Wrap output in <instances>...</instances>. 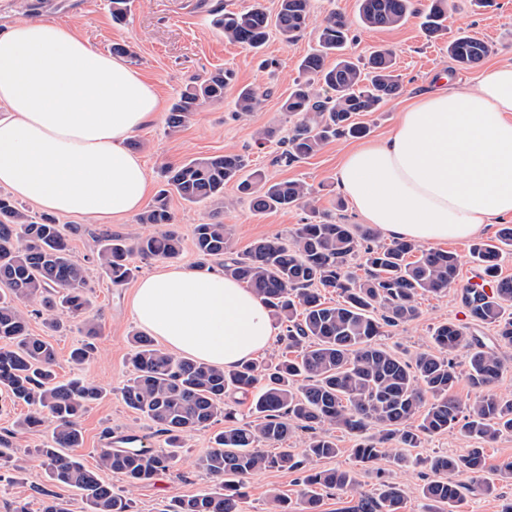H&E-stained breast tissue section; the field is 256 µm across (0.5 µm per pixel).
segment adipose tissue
Listing matches in <instances>:
<instances>
[{
    "label": "adipose tissue",
    "mask_w": 512,
    "mask_h": 512,
    "mask_svg": "<svg viewBox=\"0 0 512 512\" xmlns=\"http://www.w3.org/2000/svg\"><path fill=\"white\" fill-rule=\"evenodd\" d=\"M160 109L136 69L71 28L14 23L0 33V186L51 213L134 214L149 178L126 142ZM336 186L363 223L395 239L459 241L512 218V61L472 86L440 75L387 138L345 153ZM132 315L166 352L220 369L253 359L277 333L251 289L177 265L140 281Z\"/></svg>",
    "instance_id": "obj_1"
}]
</instances>
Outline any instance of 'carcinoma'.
<instances>
[{
    "label": "carcinoma",
    "instance_id": "obj_1",
    "mask_svg": "<svg viewBox=\"0 0 512 512\" xmlns=\"http://www.w3.org/2000/svg\"><path fill=\"white\" fill-rule=\"evenodd\" d=\"M448 7V0H431L422 22L428 37L448 33ZM213 12L212 24L225 39L258 52L273 30L288 43L296 41L308 25L310 0H278L273 14L260 4L245 12ZM412 12L413 0H359V21L369 28L397 27ZM350 29L347 18L331 15L318 28V48L300 63L305 80L294 83L283 104L297 117L281 156L287 163L314 155L333 138L364 136L367 127L356 117L376 111L402 88L390 49L375 48L364 63L346 53ZM494 51L493 45L464 31L448 41V56L463 68ZM332 55L336 61L329 65ZM233 80L229 70L190 80L167 113L168 127L179 129L204 103L222 100ZM259 104L258 92L244 87L235 106L248 113ZM228 183L235 184L259 213L306 205L310 197L302 183L267 180L260 170L249 168L241 154L197 157L170 167L166 187L138 216V223L156 228L154 233L97 237L94 261L111 286L119 288L134 279L135 257L167 260L181 254L183 241L171 229V194L189 203L216 201L224 198ZM377 236L370 224L313 219L298 228L289 245L277 238L260 239L236 254L232 229L224 222L196 225L198 267L220 260L225 275L263 298L295 357L284 356L275 364L250 361L226 371L175 357L146 334H134L132 376L122 389V400L156 425L168 450L114 448L112 441H129L131 435L107 429L98 466L89 469L69 449L82 445L81 418L104 392L80 379L58 383L56 350L29 331L26 317L27 307L39 306L35 314L52 336L63 328L57 310L73 317L84 313L92 303L87 268L74 259L69 235L55 217L34 218L10 196L0 194V388L31 407L17 422L18 431L50 423V439L37 449L50 481L78 492L89 512H132L131 499L112 492L99 472L120 475L131 488L148 483L173 467L184 437L222 416L224 431L214 435L213 449L201 460L222 490L175 497L164 512H241L245 479L270 469L299 474L303 512H320L324 493L347 498L341 512H401L405 492L399 483L383 479L365 490L350 469L312 467L340 451L330 427L362 436L353 449L361 465L387 458L399 470L410 465L401 449L418 448L432 434L456 431L489 441L512 433V397L492 391L505 367V350L512 348V278L500 277L498 263L500 254L512 248V225H501L494 238L478 240L470 248L483 276L496 284L493 295L478 288L461 293L472 320L494 327L496 346L452 321L442 322L432 331L433 348L410 361L379 345L377 337L416 320L419 296L447 292L457 281L459 258L407 240L376 248L366 245ZM357 257L366 267L363 279L348 267ZM322 288L336 290L339 301L328 304ZM97 338V326H86V339L71 351L72 361H88ZM460 350L466 352L469 383L481 391L468 407L455 392L459 376L453 356ZM231 391L251 396V423L236 424L234 410L224 406V395ZM299 430L308 438L296 453L284 444ZM263 442L282 448L271 452L259 447ZM18 453L11 441L0 437V463L19 467ZM425 463L434 478L421 487L423 512H453L466 487L486 494L496 489L482 448H469L461 457L435 456ZM460 472L467 474L469 483L456 480Z\"/></svg>",
    "mask_w": 512,
    "mask_h": 512
}]
</instances>
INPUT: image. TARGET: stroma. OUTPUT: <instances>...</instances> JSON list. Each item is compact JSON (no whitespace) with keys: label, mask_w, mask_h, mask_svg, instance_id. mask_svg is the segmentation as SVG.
I'll return each instance as SVG.
<instances>
[{"label":"stroma","mask_w":512,"mask_h":512,"mask_svg":"<svg viewBox=\"0 0 512 512\" xmlns=\"http://www.w3.org/2000/svg\"><path fill=\"white\" fill-rule=\"evenodd\" d=\"M258 2L268 11L277 9L278 0H131L127 21L119 26L112 21L110 0H0V31L19 20L49 19L69 25L105 53L111 52L116 43L133 46L137 56L131 65L153 86L164 109L170 108L191 78L205 76L217 68L235 72L236 84L225 91L223 101L205 104L185 127L170 131L164 115L160 114L131 136L128 145L142 158L151 191L162 187L167 167L196 157L237 153L248 157L251 167L262 169L270 180L305 182L312 188L315 201L310 208L300 206L258 214L252 211L247 200L240 198L231 183L225 186L224 200L220 203L192 204L172 197L174 228L184 242L178 262L190 268L196 264L192 245L194 228L214 215L232 228L234 249L239 253L260 239L292 237L300 224L308 222L315 209L331 214L341 223L357 221L349 203L338 193L335 181L341 157L357 146V139H332L313 156L290 164L281 161L280 155L285 149L283 141L295 122L282 104L299 76L302 57L315 47L318 27L329 13H340L355 22L358 0H310V24L303 36L292 44L271 37L259 54L225 40L213 26L211 17L212 9L217 6L241 12ZM449 4V35L466 31L494 45L493 60L512 59V0H494L490 8L477 7L473 0H449ZM353 33L355 40L350 47L353 55L364 56L374 47L387 46L395 53L402 78V91L398 96L378 111L360 114V122L369 129L366 139L370 142L391 134L404 106L432 83L439 72L450 71L471 85L481 72L477 66L469 69L457 66L448 56L447 38L427 39L415 16L391 29L365 28L355 23ZM244 86L256 89L261 103L256 111L239 114L235 111L234 99L238 88ZM266 128L275 129L276 135L265 145H258L257 134ZM59 221L76 226L77 232L72 235L70 245L75 258L82 262L95 251L98 235L151 231L150 225L138 223L133 215L104 224L67 215L60 216ZM445 248L460 257L456 288L445 294L421 296L418 319L391 329L382 339L383 344L405 359L429 349L433 327L446 320L468 327L484 341H491L494 336L492 327L473 324L461 301L462 288L468 287L477 273L469 242H449ZM89 276L94 295L86 318L95 321L100 330L95 358L81 365L70 360L71 349L83 340L80 320H70L69 330L52 337L51 342L56 349L54 369L59 380L80 377L106 392L105 397L91 404L84 414V442L73 451L84 466L92 469L104 445L105 429L135 432L146 447L154 450L162 449L164 441L154 424L127 408L120 396V389L130 374L129 339L137 330L130 310L134 287L130 284L110 287L94 266L90 267ZM28 411L24 402L0 396V436L12 435L13 446L28 451L23 472L0 467V512H13L18 505L25 506L27 512H42L44 493L48 490L69 500L72 512H86L80 496L69 488L52 486L47 477L37 450L48 441L49 427L17 432V421ZM223 428V421L218 420L209 429L187 436L172 469L152 482L132 489L118 475L107 472L103 479L111 484L113 491L132 498L134 512H161L172 497L191 496L215 488V481L201 468L200 461L210 452L214 433ZM274 489L288 495L291 502L300 500L301 487L295 475L266 470L247 479L242 512H268L267 497Z\"/></svg>","instance_id":"35a3bbf8"}]
</instances>
